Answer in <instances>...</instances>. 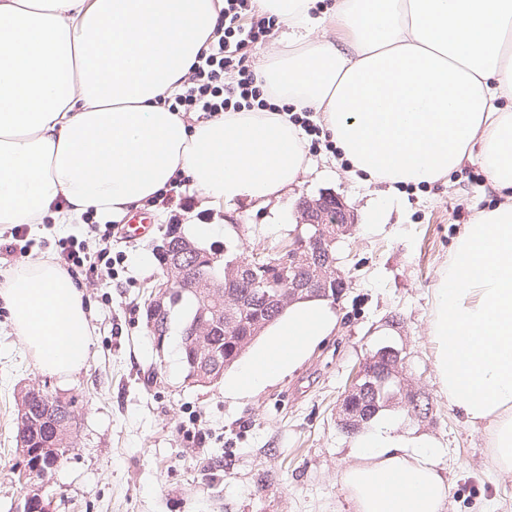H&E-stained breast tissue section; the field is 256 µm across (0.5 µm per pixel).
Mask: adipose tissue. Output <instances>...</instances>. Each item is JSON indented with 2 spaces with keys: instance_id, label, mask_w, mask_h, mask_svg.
<instances>
[{
  "instance_id": "adipose-tissue-1",
  "label": "adipose tissue",
  "mask_w": 512,
  "mask_h": 512,
  "mask_svg": "<svg viewBox=\"0 0 512 512\" xmlns=\"http://www.w3.org/2000/svg\"><path fill=\"white\" fill-rule=\"evenodd\" d=\"M254 0L285 32L257 72L277 104L319 114L369 184L435 183L478 160L501 201L463 225L432 289L434 370L450 410L512 474V0ZM224 0H0V224H33L58 199L102 220L183 172L214 207L281 197L310 168L286 113L227 112L186 128L164 106ZM324 35L313 36L316 27ZM44 373L86 363L83 293L45 262L0 286ZM338 326L330 303L291 306L240 369L251 390L294 369ZM339 482L355 512H443L442 447L388 414L352 445Z\"/></svg>"
}]
</instances>
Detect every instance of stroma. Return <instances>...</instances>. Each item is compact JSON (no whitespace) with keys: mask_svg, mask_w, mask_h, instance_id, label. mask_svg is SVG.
Returning <instances> with one entry per match:
<instances>
[{"mask_svg":"<svg viewBox=\"0 0 512 512\" xmlns=\"http://www.w3.org/2000/svg\"><path fill=\"white\" fill-rule=\"evenodd\" d=\"M292 194L263 206L247 200L222 208L214 240L229 224L246 227V242L274 252L290 240L301 198L339 196L355 230L338 246L349 286L334 309L337 332L324 337L293 370L259 388L228 383L192 386L172 343L156 347L145 331L144 302L159 279L154 248L166 228L120 242L124 268L83 291L91 336L87 365L68 378L46 374L20 343L0 303V512H21L26 492L15 480V389L39 380L76 397L80 444L43 487L46 512H353L338 482L352 463V433L342 429V395L354 369L378 347L403 351L416 384L430 397L426 419L390 407L400 432L426 434L448 453L447 512H490L512 501V475L486 470L483 434L449 411L434 373L428 333L431 288L462 225L498 202L478 162L413 190L381 191L355 179L322 151ZM383 223H370L378 204ZM33 245L0 268L42 260V242L87 239L83 224H34Z\"/></svg>","mask_w":512,"mask_h":512,"instance_id":"stroma-1","label":"stroma"}]
</instances>
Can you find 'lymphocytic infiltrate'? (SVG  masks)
Segmentation results:
<instances>
[{
    "mask_svg": "<svg viewBox=\"0 0 512 512\" xmlns=\"http://www.w3.org/2000/svg\"><path fill=\"white\" fill-rule=\"evenodd\" d=\"M275 26V17L257 13L252 0H224L211 42L202 46L188 73L181 77V91L168 100V109L180 113L190 125L225 112L280 109L289 113L291 121L304 131L309 152L333 149L329 133L311 120L309 112H295L290 105L271 102L253 68L252 49L266 43ZM188 182L183 173H176L163 189L147 199V209L167 214L173 224L180 223L192 211L198 212L200 219L211 220V211L198 210L196 197L186 192ZM80 218L97 238L98 249L89 251L85 242L70 239L58 241L52 252L54 262L78 287L88 273L98 278L116 276L125 261L124 253L112 248V225L98 226L90 210L82 212Z\"/></svg>",
    "mask_w": 512,
    "mask_h": 512,
    "instance_id": "f902f5d3",
    "label": "lymphocytic infiltrate"
}]
</instances>
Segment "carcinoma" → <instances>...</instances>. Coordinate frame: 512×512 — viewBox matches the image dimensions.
<instances>
[{"label":"carcinoma","mask_w":512,"mask_h":512,"mask_svg":"<svg viewBox=\"0 0 512 512\" xmlns=\"http://www.w3.org/2000/svg\"><path fill=\"white\" fill-rule=\"evenodd\" d=\"M224 245L205 244L188 237L178 224L167 225L157 260L163 279L171 283L165 303L154 297L145 302L146 334L157 343L180 323L179 353L187 379L199 386H217L288 307L295 293L311 281V269L335 273L336 241L313 259V264L288 262V252L267 253L266 262L247 253L245 229L232 225ZM373 378L347 394L342 403V428L352 431L394 404L411 419L429 414L426 393L404 377V366L390 345L372 355ZM17 409L16 447L27 449L24 484L30 490L23 512L40 504L39 485L69 459L77 444L78 404L43 385H25L14 391Z\"/></svg>","instance_id":"carcinoma-1"}]
</instances>
